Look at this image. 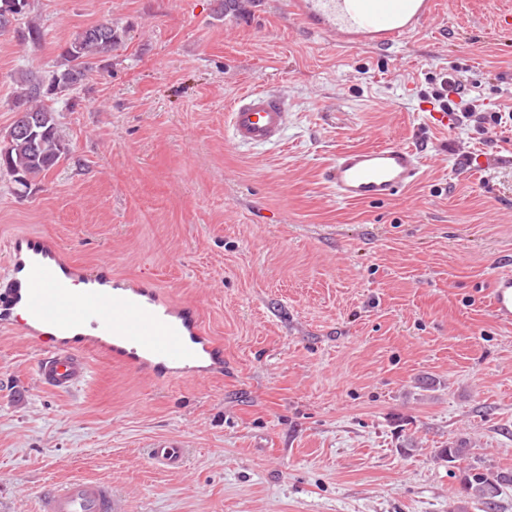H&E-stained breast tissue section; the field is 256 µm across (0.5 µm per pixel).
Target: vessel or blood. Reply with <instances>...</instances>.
<instances>
[{"instance_id":"obj_1","label":"vessel or blood","mask_w":512,"mask_h":512,"mask_svg":"<svg viewBox=\"0 0 512 512\" xmlns=\"http://www.w3.org/2000/svg\"><path fill=\"white\" fill-rule=\"evenodd\" d=\"M438 0H288V12L303 28L339 49L385 51L422 31L437 17ZM232 142L241 147L281 140L288 124L283 96L253 88L241 92L226 114ZM417 148L381 145L337 154L325 178L338 201H385L417 180ZM0 276V326L38 344L41 383L69 391L90 378L87 355L104 352L114 364L149 377H210L223 373L224 355L214 346L189 301L175 302L149 280L120 284L106 273H85L40 235L22 232L7 244ZM80 281L82 292L70 284ZM494 319L512 325V270L493 279ZM148 458L180 467L185 450L175 440L154 443ZM40 512H123L110 483L81 477L48 488Z\"/></svg>"}]
</instances>
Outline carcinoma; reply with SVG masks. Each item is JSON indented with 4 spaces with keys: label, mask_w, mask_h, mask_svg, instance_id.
Segmentation results:
<instances>
[{
    "label": "carcinoma",
    "mask_w": 512,
    "mask_h": 512,
    "mask_svg": "<svg viewBox=\"0 0 512 512\" xmlns=\"http://www.w3.org/2000/svg\"><path fill=\"white\" fill-rule=\"evenodd\" d=\"M123 31L102 22L90 26L84 36L75 35L62 47L66 68L47 78L26 76L20 81L14 107H22L35 118L32 130L24 135L0 138V175L5 174L24 186L55 167L66 152L58 134L55 109L48 101L67 95L85 77L99 68L100 59L121 42ZM439 458L459 469L460 493L473 496L496 512L503 489L512 486V470H490L471 460V449L461 440L439 450Z\"/></svg>",
    "instance_id": "cac0c4a2"
}]
</instances>
